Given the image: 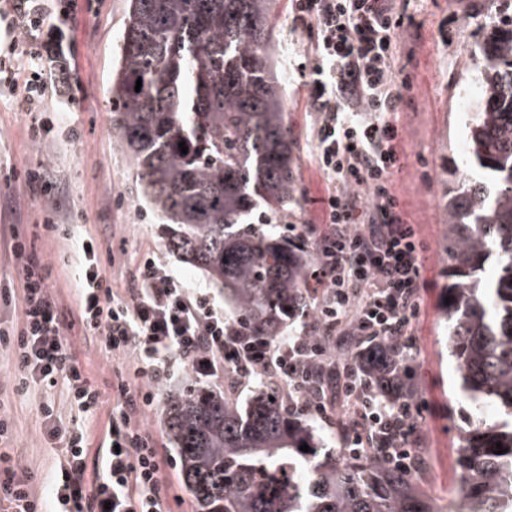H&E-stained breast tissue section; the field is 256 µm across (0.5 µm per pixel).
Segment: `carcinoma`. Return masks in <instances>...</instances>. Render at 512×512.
Returning <instances> with one entry per match:
<instances>
[{"instance_id":"carcinoma-1","label":"carcinoma","mask_w":512,"mask_h":512,"mask_svg":"<svg viewBox=\"0 0 512 512\" xmlns=\"http://www.w3.org/2000/svg\"><path fill=\"white\" fill-rule=\"evenodd\" d=\"M271 3L128 0L109 105L142 197L172 228L169 249L224 286L230 319L274 339L304 302L309 256L257 220L258 202L269 220L297 193ZM483 31L467 48L481 89L465 119L469 170H448L444 314L458 395L475 414L459 429L458 512H512V21ZM398 353L385 341L370 375L380 395L408 400L390 372ZM489 402L494 420L482 417ZM165 424L200 512H434L411 473L373 452L317 459L313 428L286 411L271 374L245 409L188 385Z\"/></svg>"}]
</instances>
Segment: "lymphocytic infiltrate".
Returning a JSON list of instances; mask_svg holds the SVG:
<instances>
[{"label": "lymphocytic infiltrate", "instance_id": "1", "mask_svg": "<svg viewBox=\"0 0 512 512\" xmlns=\"http://www.w3.org/2000/svg\"><path fill=\"white\" fill-rule=\"evenodd\" d=\"M406 7L407 0H292L296 22L314 34L301 72L318 114L314 157L330 183L308 278L321 290L315 334L294 332L275 341L252 335L150 256L140 260L134 285L122 297L96 251H82L76 286L84 332L103 337L114 354H132L134 377L161 380L178 361L190 363L201 378L220 365L244 383L271 372L301 398L304 412L321 419L329 416V399L343 393L355 408L349 453L373 448L404 471L415 461L418 407L409 400L384 403L371 380L359 375L358 362L380 360L384 339L409 343L424 286L418 230L404 218L392 184L400 165L397 112L412 87L410 74L395 65ZM72 8L73 0H0V24L11 38L0 49V87L21 90L33 140L45 131L40 105L51 87L48 66L67 52L44 24L52 16L68 19ZM6 246L21 264L22 326L0 329V344L15 350L19 387L34 381L53 388L62 381L80 409L97 406L101 393L66 337L73 323L58 311L33 245L15 230ZM340 347L354 348L355 358H338ZM129 379L115 385L108 446L93 480L85 478V435L67 443L51 483L57 512H167L170 458L134 421L155 394ZM30 480L29 471L0 467V512H44Z\"/></svg>", "mask_w": 512, "mask_h": 512}]
</instances>
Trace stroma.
Wrapping results in <instances>:
<instances>
[{
    "instance_id": "obj_1",
    "label": "stroma",
    "mask_w": 512,
    "mask_h": 512,
    "mask_svg": "<svg viewBox=\"0 0 512 512\" xmlns=\"http://www.w3.org/2000/svg\"><path fill=\"white\" fill-rule=\"evenodd\" d=\"M275 69L284 92L285 118L292 133L298 193L267 231L280 235L284 225H296L309 251H316L324 221L320 200L328 183L313 156L316 116L310 111L298 68L312 39L293 20L289 0H274ZM127 0H74L61 36L68 47L63 62L52 67V91L42 103L49 130L41 142L30 140L27 116L19 94L0 95V225L14 213L19 231L34 241L52 292L62 312H76L78 242L92 238L100 262L116 291L130 285L135 263L142 256L160 260L186 287L203 291L223 305L224 291L203 271L191 266L167 246V228L141 199L131 175L128 154L112 134L108 89L112 62L122 35ZM493 0H411L413 17L400 38L399 63L413 76L398 121L402 128V165L392 177L393 188L408 223L417 225L423 241V278L412 341L407 348L409 384L423 408L413 438L415 453L426 474L419 488L435 512H456L460 500L457 473V427L470 409L456 401L455 363L446 341L443 290L448 257L444 251L448 169L466 164L465 114L480 93L472 79L467 45L479 37L484 19L494 16ZM78 97L67 109L62 96ZM46 170L56 183V203L29 191L21 180L24 169ZM55 214L57 223L71 225L66 237L43 227ZM21 268L0 243V327L21 321ZM91 384L108 388L116 371L131 364L128 355L106 352L100 337L84 334L81 325L69 332ZM19 371L12 348L0 346V414L14 423L10 455L14 463L33 469L30 486L39 497L49 494L48 477L58 468L64 447L75 434L88 439L87 475L99 464L97 448L104 442L111 402L80 411L64 385L46 388L29 383L17 390ZM217 393L232 388L239 407H247L255 384H235L224 374L197 378L190 366L177 364L172 375L154 384L153 405L139 416L160 447L173 451L165 428L170 396L187 383ZM54 409V433L43 424V407Z\"/></svg>"
}]
</instances>
